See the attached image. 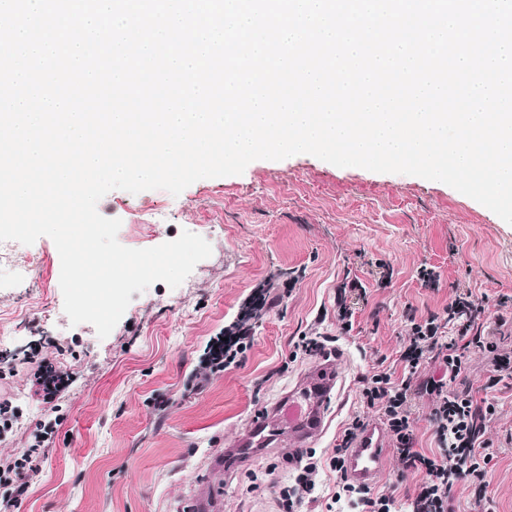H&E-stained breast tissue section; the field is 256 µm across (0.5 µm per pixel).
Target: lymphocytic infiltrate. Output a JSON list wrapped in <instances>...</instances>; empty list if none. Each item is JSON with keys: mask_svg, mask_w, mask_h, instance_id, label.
I'll return each instance as SVG.
<instances>
[{"mask_svg": "<svg viewBox=\"0 0 512 512\" xmlns=\"http://www.w3.org/2000/svg\"><path fill=\"white\" fill-rule=\"evenodd\" d=\"M265 289H257L246 301L236 320L224 329V338L209 348L202 363L216 373L238 366L251 346L255 321L269 306ZM484 307L458 298L447 308L445 318L454 321L458 333L444 336L441 317L430 316L412 321L411 332L400 350L403 365L401 379L379 371L368 376L361 391V401L374 410L395 438L396 450L406 469L421 474L409 512H452L450 502L456 485L470 490L471 512H482L486 499L492 460L488 441L484 438V422L496 410L493 398L474 401L470 394L453 389L456 379L467 372L470 352L482 353L491 370L486 388H494L504 379L512 378V349L505 348L494 336H485L475 326L484 314ZM434 360L443 365L442 376L420 378L424 362ZM432 398L430 421L439 441L437 452L418 450L414 436V401L418 395ZM361 417H353L329 457L328 464L309 459L293 479L292 485L280 492L284 512H297L298 507L313 499L323 466L340 473L334 502L353 501L362 512H395V500L387 494L355 486L345 480V455L349 444L363 426ZM43 440H36L19 455L0 462V512H18L30 479L39 471L44 453Z\"/></svg>", "mask_w": 512, "mask_h": 512, "instance_id": "1", "label": "lymphocytic infiltrate"}]
</instances>
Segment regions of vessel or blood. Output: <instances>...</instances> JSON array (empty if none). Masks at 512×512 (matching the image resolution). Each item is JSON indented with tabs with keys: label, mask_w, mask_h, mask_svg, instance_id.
<instances>
[{
	"label": "vessel or blood",
	"mask_w": 512,
	"mask_h": 512,
	"mask_svg": "<svg viewBox=\"0 0 512 512\" xmlns=\"http://www.w3.org/2000/svg\"><path fill=\"white\" fill-rule=\"evenodd\" d=\"M317 374L319 387L305 388L299 395L289 396L287 405L277 411L280 423L297 435L303 448L308 447L310 440L325 433L328 427L325 413L314 405L315 397L329 398L341 377L339 368L331 363L321 364ZM390 446V435L382 422L375 418L367 420L346 457L348 479L363 488L376 485L385 469Z\"/></svg>",
	"instance_id": "obj_1"
}]
</instances>
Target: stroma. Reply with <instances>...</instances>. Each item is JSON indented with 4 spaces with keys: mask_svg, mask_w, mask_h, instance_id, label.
Returning <instances> with one entry per match:
<instances>
[{
    "mask_svg": "<svg viewBox=\"0 0 512 512\" xmlns=\"http://www.w3.org/2000/svg\"><path fill=\"white\" fill-rule=\"evenodd\" d=\"M158 201L165 221L140 230L141 210ZM97 210L120 219L125 247H155L187 230L212 254L178 288L158 281L132 293L102 339L65 314L53 241L42 237L17 253L32 267L25 279L0 284V401L16 415L0 431V459L31 445L39 421L57 423L19 512H278L292 438L248 439L253 419L276 420L320 364L317 355L294 358L301 336L333 337L343 376L333 390L342 409L315 444L323 460L362 410V378L383 367L401 372L411 319L466 297L486 306L485 335L512 347V225L438 181L297 154L253 161L177 196L114 190ZM426 270L436 280L423 279ZM265 285L273 304L241 364L193 389L210 340ZM341 287L353 312L347 332L336 320ZM44 359L69 378L51 401L33 384ZM495 396L487 505L512 512V380ZM420 480L392 450L375 490L405 512Z\"/></svg>",
    "mask_w": 512,
    "mask_h": 512,
    "instance_id": "35a3bbf8",
    "label": "stroma"
}]
</instances>
